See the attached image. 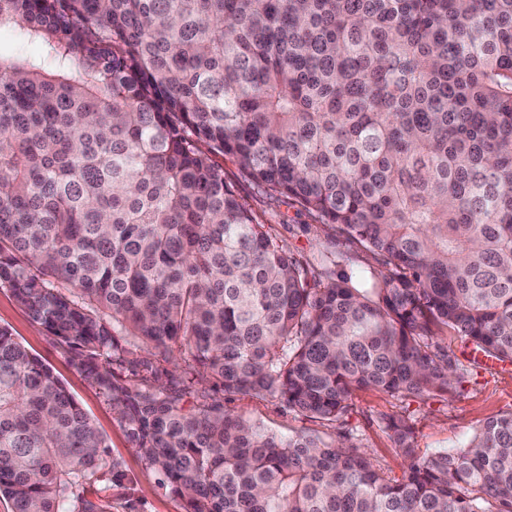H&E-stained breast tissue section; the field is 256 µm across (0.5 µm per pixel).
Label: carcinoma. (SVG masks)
Returning a JSON list of instances; mask_svg holds the SVG:
<instances>
[{
  "label": "carcinoma",
  "instance_id": "obj_1",
  "mask_svg": "<svg viewBox=\"0 0 512 512\" xmlns=\"http://www.w3.org/2000/svg\"><path fill=\"white\" fill-rule=\"evenodd\" d=\"M3 25L36 52L0 55V288L185 512H512V411L428 458L384 419L394 481L349 432L282 439L213 397L333 423L357 389L452 394L512 362V0H0ZM215 155L381 269L290 253ZM105 456L0 327L12 512L132 501Z\"/></svg>",
  "mask_w": 512,
  "mask_h": 512
}]
</instances>
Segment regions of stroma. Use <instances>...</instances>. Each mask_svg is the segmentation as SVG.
Segmentation results:
<instances>
[{
	"label": "stroma",
	"instance_id": "stroma-1",
	"mask_svg": "<svg viewBox=\"0 0 512 512\" xmlns=\"http://www.w3.org/2000/svg\"><path fill=\"white\" fill-rule=\"evenodd\" d=\"M216 163L225 179L235 185L247 206L293 253L313 255L325 245L327 229L288 204L273 205L223 156ZM0 326L39 357L77 400L91 418L107 444V458L120 463L136 488L134 510L124 500L112 502V512H184L182 501L162 484L159 474L135 452L112 408L72 364L69 355L46 329L13 298L9 289L0 288ZM224 406L233 414L256 422L281 437L306 431L324 440H334L338 431L358 435L363 451L373 464L393 480L401 479L405 463L394 450L382 424L384 417L409 416L415 430L416 454L454 450L465 445L488 418L512 411V364L489 362L478 368L465 389L454 394L432 393L423 399L400 402L388 393L364 388L356 390L344 420L328 424L289 413L277 399L269 396L227 394Z\"/></svg>",
	"mask_w": 512,
	"mask_h": 512
}]
</instances>
